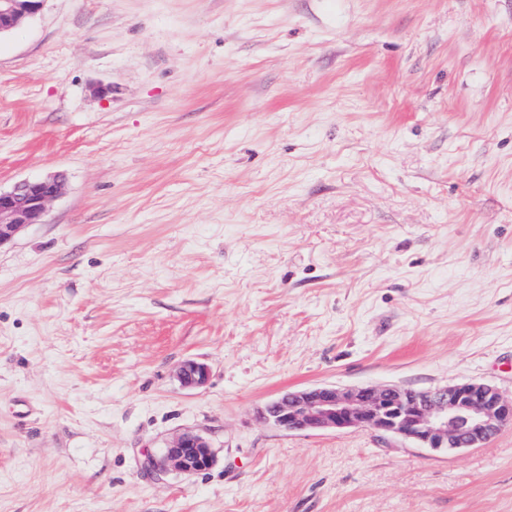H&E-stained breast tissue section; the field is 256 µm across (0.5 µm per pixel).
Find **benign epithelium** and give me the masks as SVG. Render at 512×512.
Masks as SVG:
<instances>
[{
  "label": "benign epithelium",
  "mask_w": 512,
  "mask_h": 512,
  "mask_svg": "<svg viewBox=\"0 0 512 512\" xmlns=\"http://www.w3.org/2000/svg\"><path fill=\"white\" fill-rule=\"evenodd\" d=\"M43 0H0V36L35 14ZM62 190L57 176L23 180L0 190V246L31 224H41L49 204ZM176 378L184 388H200L209 379L203 363L186 361ZM264 423L288 432L370 429L423 448L457 453L476 448L512 425V397L491 384L471 381L425 390L395 385L319 386L289 391L265 403ZM214 461L208 440L186 431L176 436L144 467L155 474L168 471L198 474Z\"/></svg>",
  "instance_id": "obj_1"
}]
</instances>
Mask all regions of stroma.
Segmentation results:
<instances>
[{"mask_svg": "<svg viewBox=\"0 0 512 512\" xmlns=\"http://www.w3.org/2000/svg\"><path fill=\"white\" fill-rule=\"evenodd\" d=\"M54 174L0 247V512H512V426L258 418L512 395V0H43L0 38V187ZM186 430L212 467L145 472ZM209 368L203 363L186 361L179 366L176 378L183 388H200L206 385L209 379ZM259 419L288 432L370 429L451 454L511 426L512 397L480 381L425 390L319 386L279 395L265 403Z\"/></svg>", "mask_w": 512, "mask_h": 512, "instance_id": "35a3bbf8", "label": "stroma"}]
</instances>
